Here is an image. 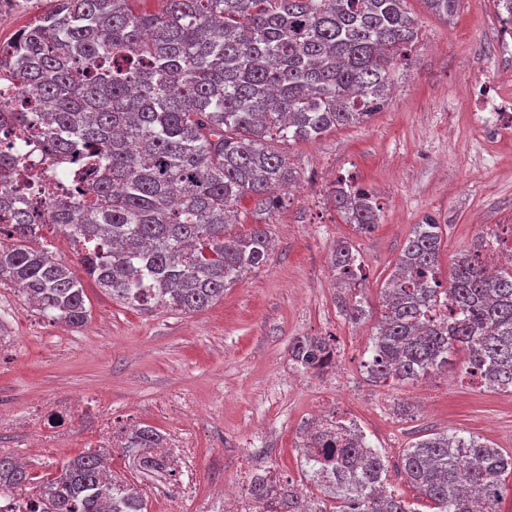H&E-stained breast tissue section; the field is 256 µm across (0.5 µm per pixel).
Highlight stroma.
I'll return each instance as SVG.
<instances>
[{
	"mask_svg": "<svg viewBox=\"0 0 512 512\" xmlns=\"http://www.w3.org/2000/svg\"><path fill=\"white\" fill-rule=\"evenodd\" d=\"M420 23L401 80L364 125L314 142L286 146L297 170L283 207L257 212L238 205L233 232L269 225L274 250L266 265L226 289L208 308L181 314L140 312L113 301L85 274L67 237L51 235L85 290L86 326L39 316L17 289L0 288V413L22 414L31 399H73L104 389L116 424L149 425L162 434L197 437L198 496L239 480L253 461L308 488L300 429L324 411L353 420L388 461L386 486L432 512L406 481L405 448L436 432L473 434L512 453V393L464 378L463 356L448 371L417 382L381 386L360 368L372 325L349 324L337 306L329 255L349 241L377 303L414 225L443 226L440 273L480 239L512 238V129L476 126L471 78L495 74L512 89V49L503 42L493 0H461L452 20L408 0ZM353 175L383 205L381 222L357 234L334 208L337 176ZM334 336L336 362L323 374L294 368L297 336Z\"/></svg>",
	"mask_w": 512,
	"mask_h": 512,
	"instance_id": "obj_1",
	"label": "stroma"
}]
</instances>
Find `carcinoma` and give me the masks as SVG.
Instances as JSON below:
<instances>
[{"label": "carcinoma", "instance_id": "obj_1", "mask_svg": "<svg viewBox=\"0 0 512 512\" xmlns=\"http://www.w3.org/2000/svg\"><path fill=\"white\" fill-rule=\"evenodd\" d=\"M145 2L53 0L6 51L17 90L11 124L35 133L77 176L48 204L20 205L23 145L0 147V287L72 328L88 322L84 289L46 248L45 232L68 236L86 273L120 304L207 308L272 253L268 225L235 235L228 225L247 195L265 211L283 204L274 190L297 171L278 145L368 122L419 30L407 0H159L156 11ZM425 3L448 20L460 0ZM331 199L356 232L380 224L378 197L354 178L337 177ZM441 242L434 219L414 225L379 300L363 369L382 385L414 382L462 351L468 378L512 392V261L493 265L476 248L444 282ZM332 268L346 290L340 312L365 322L372 309L351 243L336 245ZM334 351L322 337L301 336L289 356L295 368L320 373ZM305 436L303 471L328 499L293 488L276 501L256 483L259 512H416L384 491L386 460L355 426H316ZM162 441L145 425L127 451L143 471H162L163 459L139 452ZM401 463L435 512H501L512 476V455L472 435L421 439ZM32 485L28 512H147L90 450L37 485L0 456V487Z\"/></svg>", "mask_w": 512, "mask_h": 512}]
</instances>
